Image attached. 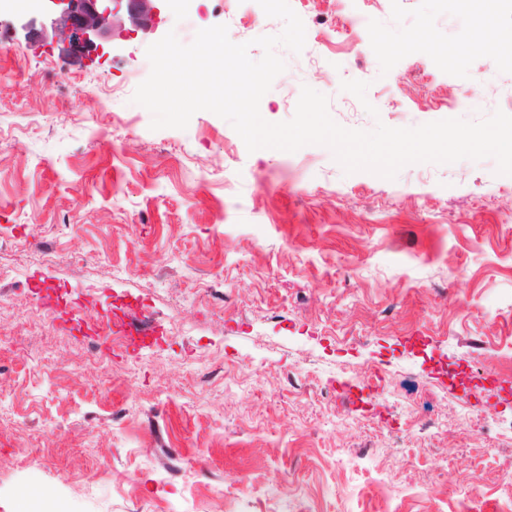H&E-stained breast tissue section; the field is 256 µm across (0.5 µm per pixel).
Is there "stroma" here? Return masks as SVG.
<instances>
[{"label": "stroma", "mask_w": 512, "mask_h": 512, "mask_svg": "<svg viewBox=\"0 0 512 512\" xmlns=\"http://www.w3.org/2000/svg\"><path fill=\"white\" fill-rule=\"evenodd\" d=\"M290 4L306 44L276 47L267 121L305 85L349 129L463 95L464 119L512 114V68L455 0ZM18 17L0 10V512L23 488L69 512H512V176L348 175L325 146L248 151L209 111L151 129L147 47L223 24L259 60L284 23L257 0L165 6L93 62ZM138 312L150 347L103 342ZM373 371L389 398L360 391Z\"/></svg>", "instance_id": "stroma-1"}]
</instances>
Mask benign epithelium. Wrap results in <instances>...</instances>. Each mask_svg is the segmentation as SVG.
<instances>
[{"mask_svg": "<svg viewBox=\"0 0 512 512\" xmlns=\"http://www.w3.org/2000/svg\"><path fill=\"white\" fill-rule=\"evenodd\" d=\"M126 2V15L121 16L113 4ZM161 0H35V9L43 15L41 27L31 18L21 24L26 38L42 36L51 30L62 55L94 60L108 54L114 38L125 31V25L146 28L160 13Z\"/></svg>", "mask_w": 512, "mask_h": 512, "instance_id": "7a95c632", "label": "benign epithelium"}]
</instances>
